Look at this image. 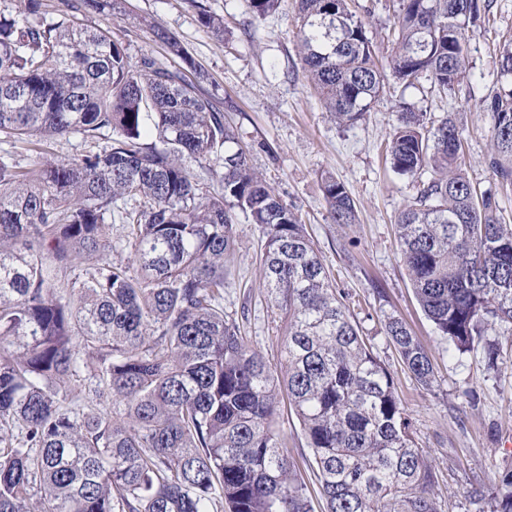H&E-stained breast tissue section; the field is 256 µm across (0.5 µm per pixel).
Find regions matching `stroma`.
Listing matches in <instances>:
<instances>
[{
	"instance_id": "stroma-1",
	"label": "stroma",
	"mask_w": 512,
	"mask_h": 512,
	"mask_svg": "<svg viewBox=\"0 0 512 512\" xmlns=\"http://www.w3.org/2000/svg\"><path fill=\"white\" fill-rule=\"evenodd\" d=\"M223 17L224 35L203 28L186 0H118L108 15L132 61L150 55L175 64L153 29L174 34L193 56L203 77L199 86L220 108L240 141L251 149L253 166L289 206L302 216L307 232L330 269L351 320L367 336L394 376L412 422L415 443L438 475L439 512H493L500 475L512 470V324L489 330L464 354H454L422 312L403 265L395 220L416 195L410 177L394 173L380 145L387 139L398 99L441 118L454 114L465 142L469 180L480 188L496 180L484 159L490 150L491 118L481 99L497 81V54L512 34V0H489L468 32L474 76L454 94L432 93L429 80L411 88L390 83L368 118L354 126L330 120L319 93L305 79L298 41L296 0L260 18L248 0H204ZM358 14L375 37L380 61L392 51L385 32L394 23L397 0H356ZM343 182L358 209L350 226L332 223L321 189L322 174ZM239 247L226 272L224 310L238 319L243 335L271 364L281 361L282 329L262 286L263 230L237 217ZM401 317L426 348L435 372L421 386L403 367L381 324L383 311ZM499 348L488 364L484 344ZM278 426L307 484L315 478L310 451L298 420L282 407Z\"/></svg>"
}]
</instances>
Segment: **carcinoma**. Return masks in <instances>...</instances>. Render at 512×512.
I'll list each match as a JSON object with an SVG mask.
<instances>
[{"instance_id":"1","label":"carcinoma","mask_w":512,"mask_h":512,"mask_svg":"<svg viewBox=\"0 0 512 512\" xmlns=\"http://www.w3.org/2000/svg\"><path fill=\"white\" fill-rule=\"evenodd\" d=\"M224 37V18L188 0ZM0 8V134L38 146L0 156V512H313L277 428L288 397L311 451L325 512H438L436 473L386 364L336 296L305 224L251 164L224 112L181 67L133 62L109 25L110 0ZM481 0H398L378 66L348 0H298L303 72L340 126L364 119L388 78L471 80L467 40ZM486 158L512 190V36L497 60ZM110 143L72 157L42 144L80 134ZM392 170L417 184L397 218L401 259L437 332L463 355L512 324V224L462 169L452 115L396 104ZM335 224L357 223L346 186L321 176ZM132 264L108 259L117 203ZM263 227V288L283 324L271 366L224 312L236 212ZM384 333L423 386L431 359L394 313ZM494 512H512V471Z\"/></svg>"}]
</instances>
